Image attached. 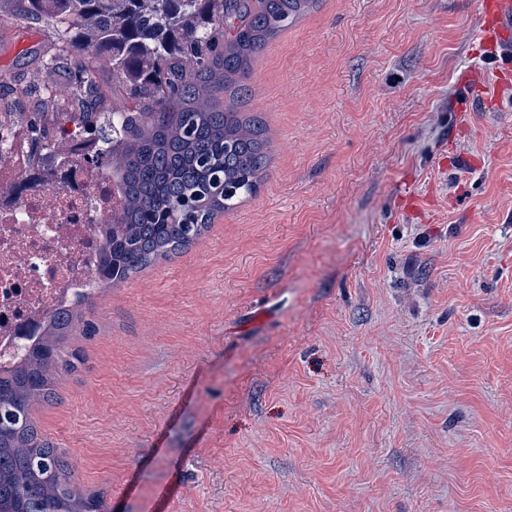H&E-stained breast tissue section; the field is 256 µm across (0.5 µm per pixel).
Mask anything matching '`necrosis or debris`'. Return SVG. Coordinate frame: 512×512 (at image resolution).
<instances>
[{
	"label": "necrosis or debris",
	"mask_w": 512,
	"mask_h": 512,
	"mask_svg": "<svg viewBox=\"0 0 512 512\" xmlns=\"http://www.w3.org/2000/svg\"><path fill=\"white\" fill-rule=\"evenodd\" d=\"M83 127L61 123L40 147L43 181L28 194L14 185L31 148L0 128V366L12 365L41 333L48 312L89 295L98 242L113 221L112 175L92 155L73 151Z\"/></svg>",
	"instance_id": "necrosis-or-debris-1"
}]
</instances>
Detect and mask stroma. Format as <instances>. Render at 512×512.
I'll return each instance as SVG.
<instances>
[{
  "instance_id": "1",
  "label": "stroma",
  "mask_w": 512,
  "mask_h": 512,
  "mask_svg": "<svg viewBox=\"0 0 512 512\" xmlns=\"http://www.w3.org/2000/svg\"><path fill=\"white\" fill-rule=\"evenodd\" d=\"M476 5L319 0L256 58L258 194L94 296L34 412L110 512H512V94L459 112ZM60 48L0 0V99L67 112Z\"/></svg>"
}]
</instances>
